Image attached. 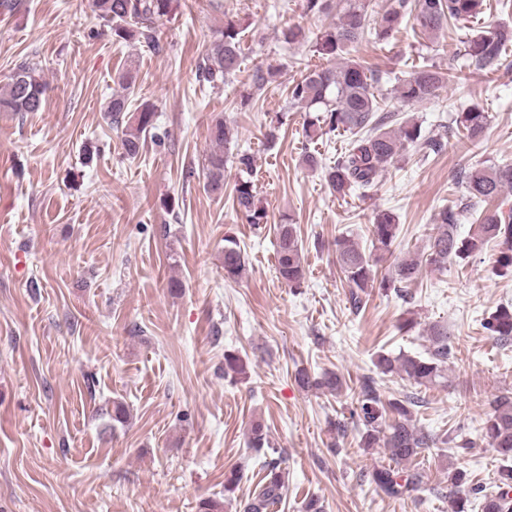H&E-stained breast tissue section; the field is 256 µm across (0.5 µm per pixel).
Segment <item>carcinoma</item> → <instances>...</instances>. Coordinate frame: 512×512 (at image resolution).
<instances>
[{
    "instance_id": "obj_1",
    "label": "carcinoma",
    "mask_w": 512,
    "mask_h": 512,
    "mask_svg": "<svg viewBox=\"0 0 512 512\" xmlns=\"http://www.w3.org/2000/svg\"><path fill=\"white\" fill-rule=\"evenodd\" d=\"M99 19L112 27V34L122 40L141 38L153 48L160 47L155 34V23L170 17L180 6L179 0H93ZM367 0H346V7L334 25L311 33L299 25L282 30L283 41L309 42L314 52L336 58L333 68L312 70L291 87L292 104L304 112L305 137L316 142L330 132H345L353 136L348 148L325 169V180L340 197L358 189L368 194L401 157L410 145H419L430 151L442 148L439 140L422 138L421 125L411 119L399 120L392 112L381 107L376 92L380 84L379 71L350 58L343 57L350 46L364 39L386 41L403 25H411L428 38L461 22H477L485 9V0H385L376 11L377 19L370 21ZM240 21L224 19V26L216 32L202 61L197 76L209 84L222 83L240 70L242 63ZM463 57L467 66L487 74L498 72L502 66L508 44H512V29L502 26L484 30H469L461 38ZM446 81V74L434 65H423L402 80L396 92L405 104L420 103L436 96ZM47 82L38 64L24 62L11 75L0 93V111L39 112L45 103ZM111 124L125 126L122 139L123 154L134 159L139 155L142 141L153 134L156 112L152 105L141 104L129 113L128 98L112 95L107 106ZM490 116L477 104L458 108L449 130L462 135L470 144H477L484 135ZM286 115L281 113L271 121L264 135L266 144L274 146L279 139ZM232 138V130L218 120L211 127V139L217 146L208 157L205 187L217 193L224 189V150ZM459 179L465 189L470 206L497 200L496 210L480 215L470 225L466 236L457 232L459 213L443 210L428 236L424 253L409 252L398 260L391 271L379 277L375 266L378 258L366 254L353 239L339 236L334 241L338 264L352 307L360 309L363 295L377 287L392 291L404 298L409 287L418 279L424 265L441 267L450 259L466 260L484 251L490 243L498 247L494 260L497 273L512 276V163L493 165L475 164L460 172ZM236 210L248 224L267 223V210L258 197L249 178L239 179L234 186ZM399 228L396 216L388 210L375 212L369 233L373 249L388 253L397 238ZM245 270V257L239 243L232 237L224 238V277L235 279ZM276 270L282 282L297 288L304 278L302 249L295 230L290 224L278 227L276 241ZM483 328L501 343L512 340V304H502L485 318ZM433 350L426 356L380 352L373 365L377 374L396 376L409 382L416 391L406 393L382 403L376 381L365 376L359 383L360 397L356 407L349 410V420L357 426L360 446L385 448L390 458L402 468H377L370 473L371 481L390 497H402L418 488L427 477L420 459L437 447L439 437L413 422L414 409L423 399L417 389L432 388L445 379L444 367L451 353L448 331L431 329ZM304 387H326L340 391L341 380L326 372L313 378L308 372L297 374ZM482 430L491 448L504 461L498 470L497 490L485 492L479 485L469 483L465 474L457 469L448 471V512H466L470 497L480 499L481 512H512V392L501 393L491 402ZM251 448L263 455L265 476L259 490L244 502L243 512H268L283 497L285 472L282 456L268 446L263 424L256 422L251 428Z\"/></svg>"
}]
</instances>
